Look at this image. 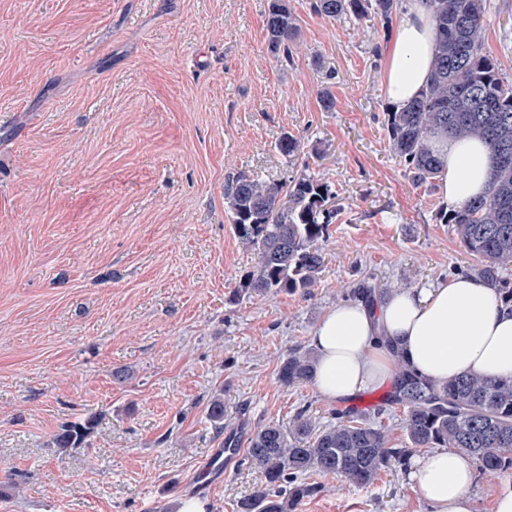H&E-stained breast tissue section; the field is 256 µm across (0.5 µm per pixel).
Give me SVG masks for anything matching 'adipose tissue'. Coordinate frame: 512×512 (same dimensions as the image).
Here are the masks:
<instances>
[{
  "instance_id": "obj_1",
  "label": "adipose tissue",
  "mask_w": 512,
  "mask_h": 512,
  "mask_svg": "<svg viewBox=\"0 0 512 512\" xmlns=\"http://www.w3.org/2000/svg\"><path fill=\"white\" fill-rule=\"evenodd\" d=\"M435 21L425 0H411L387 51L385 85L399 109L427 84ZM440 190L457 204L484 192L487 149L478 140L442 139ZM319 356L314 383L326 400L343 401L390 380L398 362L437 382L462 374L512 376V309L477 276L427 288L392 291L377 303L330 307L314 330ZM407 479L434 512H472L475 468L470 456L443 448L415 457Z\"/></svg>"
}]
</instances>
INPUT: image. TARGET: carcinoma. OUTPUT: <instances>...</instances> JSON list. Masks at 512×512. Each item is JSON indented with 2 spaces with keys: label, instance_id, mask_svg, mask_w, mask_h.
Segmentation results:
<instances>
[{
  "label": "carcinoma",
  "instance_id": "carcinoma-1",
  "mask_svg": "<svg viewBox=\"0 0 512 512\" xmlns=\"http://www.w3.org/2000/svg\"><path fill=\"white\" fill-rule=\"evenodd\" d=\"M437 21L430 82L414 99L386 113L384 130L396 160L416 186L437 179L443 160L438 139H476L488 148L484 195L469 198L439 218L464 251L481 259L477 273L512 306V280L500 269L512 263V81L485 47L487 0H427ZM404 0H312L313 11L336 19L372 14L388 26ZM265 27L270 51L293 60L299 25L290 0H268ZM286 158L300 155L302 139L288 132L277 144ZM331 184L302 174L288 182H263L239 175L224 192V209L240 242L256 262L240 289L257 295L308 294L325 268V244L336 221ZM387 294L379 285H361L352 296L370 303ZM314 350L295 347L279 364L284 386L311 381ZM399 412L406 447L391 443L383 415ZM209 422L219 434L229 421L224 399L211 397ZM95 419L61 426L58 448L80 447ZM414 448H452L469 454L483 475L512 473V377L462 375L436 383L405 364L397 365L390 391L372 411L336 412V422L319 425L298 411L288 425L266 423L250 436L244 460L265 482L240 499L236 512H295L318 492L307 475H337L367 488L386 469H404Z\"/></svg>",
  "mask_w": 512,
  "mask_h": 512
}]
</instances>
